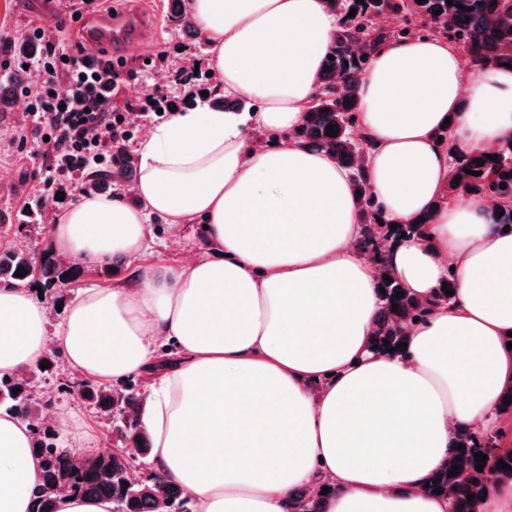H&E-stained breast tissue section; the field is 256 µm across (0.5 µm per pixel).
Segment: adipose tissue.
<instances>
[{
  "label": "adipose tissue",
  "mask_w": 512,
  "mask_h": 512,
  "mask_svg": "<svg viewBox=\"0 0 512 512\" xmlns=\"http://www.w3.org/2000/svg\"><path fill=\"white\" fill-rule=\"evenodd\" d=\"M224 94L253 112L197 104L136 149L135 203L83 197L49 226L71 262L132 261L148 220L205 225L207 254L123 288L84 289L57 329L27 290L0 285V375L37 371L58 344L80 376L111 383L159 367L140 417L153 465L197 512H289L324 484L326 512H451L424 493L460 425L505 424L512 388V231L482 196L447 201L449 146L512 135V68L470 72L439 37L388 39L360 79L357 129L373 141L371 191L391 224L424 236L359 252L348 170L292 139L318 91L338 18L325 0H188ZM277 132L257 141L251 129ZM447 131V143L438 134ZM388 269L432 312L404 354L369 340ZM453 283L451 303L436 304ZM41 461L21 417L0 414V512H29Z\"/></svg>",
  "instance_id": "obj_1"
}]
</instances>
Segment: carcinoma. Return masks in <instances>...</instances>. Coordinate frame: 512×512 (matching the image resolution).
Returning a JSON list of instances; mask_svg holds the SVG:
<instances>
[{
	"instance_id": "cac0c4a2",
	"label": "carcinoma",
	"mask_w": 512,
	"mask_h": 512,
	"mask_svg": "<svg viewBox=\"0 0 512 512\" xmlns=\"http://www.w3.org/2000/svg\"><path fill=\"white\" fill-rule=\"evenodd\" d=\"M172 21L183 32L197 35L192 15L185 0H171ZM462 8H457L456 4ZM331 8L339 22V37L335 47L329 50L334 59H325L322 69L320 102L307 111L306 121L294 138L312 150L331 153L336 162L351 175L355 190L361 192L359 200L362 212V232L357 241L361 251L377 257L381 245L401 236L419 235L426 222L398 224L391 230L387 223H379L381 207L374 199L363 169V157L368 150V141L353 137L358 123L360 107L354 94L363 73L368 69L372 54L378 44L388 38H401L411 20L426 23L437 21L446 24V35L455 44L462 46L471 62L492 61L496 64L512 65V0H333ZM357 9L355 16L348 17L350 9ZM441 14H435V11ZM335 125V136H329L327 126ZM497 161L487 158L485 152H462L451 156V172L448 189L470 190L479 195H491L499 203L504 215L496 223L512 227V139L493 151ZM482 164H477L476 160ZM470 169L477 175L465 173ZM136 168L132 161L117 165H102L93 168L86 179L84 189L100 191L112 182L133 176ZM460 182H455V178ZM506 188H500V183ZM24 268V276L17 277L18 268ZM84 273V268L64 264L56 258L35 253L24 240L15 241L0 248V275L12 285L38 284L54 291L56 299L64 287ZM380 287L384 306L371 344L373 352L387 354L392 347L407 340L406 328L418 321H427L430 308L408 294L396 278L381 279ZM400 296H395V292ZM398 310H393V305ZM33 380L14 376H0V391L5 400L0 409L27 420H34L36 407L32 399ZM81 399L97 407L108 422L117 425L122 447L128 453H115L107 458H77L54 442L53 433L32 426V446L36 447L43 460V475L32 492L31 512H54L56 488L67 484L80 494L107 497L112 500L113 512H160L161 503L178 509V512H196L195 502L180 488L168 483L165 478L150 471L147 459L152 453V441L138 419L140 392L135 383L127 378L111 385L86 383L79 390ZM465 448L458 450L456 446ZM454 449L448 464L437 471L425 486L428 494L443 489L441 496L453 504L454 512H478L483 490L493 480H512V469L500 467L505 461L512 466V452H502L492 439L470 430L458 431L453 442ZM483 453L488 460L483 471L476 470L474 454ZM459 467L450 477L452 466ZM141 474L135 486L125 485L131 473ZM473 500H467L468 496ZM298 507L302 512H325V498L319 492L301 489L296 492Z\"/></svg>"
}]
</instances>
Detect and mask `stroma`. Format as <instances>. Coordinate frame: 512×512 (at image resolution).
Returning a JSON list of instances; mask_svg holds the SVG:
<instances>
[{"label":"stroma","mask_w":512,"mask_h":512,"mask_svg":"<svg viewBox=\"0 0 512 512\" xmlns=\"http://www.w3.org/2000/svg\"><path fill=\"white\" fill-rule=\"evenodd\" d=\"M116 10L141 9L154 11L159 16L155 34L137 44L129 54L120 57L118 68L123 80L118 98L128 104L136 101L152 87L162 88L168 95L180 93L170 76L156 77L148 59L158 53H166L170 67L179 68L193 64L207 65L209 46L204 37H191L177 30L170 17L169 0H112ZM41 19L45 28L58 32L59 39H66L69 31L78 27L70 18L66 0H0V40L20 41L28 20ZM26 80V73L17 58L0 55V228L13 232L28 233L37 251L50 249L51 241L47 225L39 215H26L25 205L36 204L43 193L38 178L40 160L31 159L22 147L17 135L23 118L20 107L24 98L20 86ZM150 246L132 262L122 264L112 271H105L103 265H91L77 281L68 284L64 290L66 299H73L79 291L88 287H122L134 281L137 275L151 270L159 263L172 264L188 258L191 252L206 250L207 241L199 224H185L171 229L164 218L154 216L149 220ZM38 393L48 402L54 419L51 428L57 433L60 447L71 444L63 434L61 421L70 413H77L78 420L91 438V445L102 448L111 445L112 432L101 420L97 411L85 403L75 402L73 396L61 393L59 380L78 382L79 377L72 371L65 358L55 359L53 369L37 374Z\"/></svg>","instance_id":"1"}]
</instances>
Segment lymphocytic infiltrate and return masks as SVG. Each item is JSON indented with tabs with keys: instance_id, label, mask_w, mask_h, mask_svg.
<instances>
[{
	"instance_id": "1",
	"label": "lymphocytic infiltrate",
	"mask_w": 512,
	"mask_h": 512,
	"mask_svg": "<svg viewBox=\"0 0 512 512\" xmlns=\"http://www.w3.org/2000/svg\"><path fill=\"white\" fill-rule=\"evenodd\" d=\"M37 64L43 78L23 90L32 124L20 141L47 160L42 184L53 197L77 188L91 161L108 164L126 152L130 133L113 102L121 74L111 60L52 45Z\"/></svg>"
}]
</instances>
